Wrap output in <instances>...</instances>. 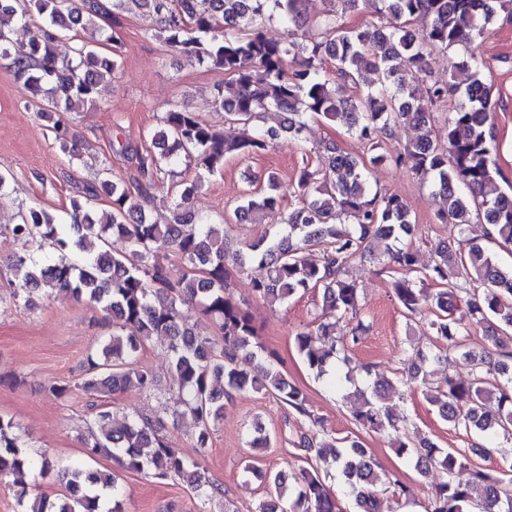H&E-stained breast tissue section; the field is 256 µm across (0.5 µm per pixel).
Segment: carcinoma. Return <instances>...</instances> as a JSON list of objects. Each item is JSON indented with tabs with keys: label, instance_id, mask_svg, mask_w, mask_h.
Segmentation results:
<instances>
[{
	"label": "carcinoma",
	"instance_id": "carcinoma-1",
	"mask_svg": "<svg viewBox=\"0 0 512 512\" xmlns=\"http://www.w3.org/2000/svg\"><path fill=\"white\" fill-rule=\"evenodd\" d=\"M302 0H0V56L12 59L17 78L44 96L39 115L52 123L55 138L66 142L64 113L95 98L99 77L118 68L123 43L115 31L125 13L153 15L166 33V43L188 60L224 71L238 92L227 99L217 90L215 103L224 119L243 126V134L226 139L199 113L175 104L160 118L151 136L158 151L142 150L127 142L121 150L137 161L138 176L128 184L107 176L108 168L83 188L81 199L70 202L66 216L30 208L19 213L13 234L26 241L50 240L63 251L50 262L30 253L16 257L15 275L21 292H68L78 300L101 304L112 315V337L101 352L89 355L79 388L88 396L106 395L129 386L151 391L154 375L139 365L143 349L156 337L168 339L171 379L176 388L173 411L191 417L197 429L196 447H209L212 431L223 416L224 400L236 393L268 392L281 399L312 426L321 422L311 414L307 397L280 370L273 354L258 341L253 315L229 291L232 272L242 273L257 261L267 276L251 282L253 295L270 306L311 291L321 292L322 308L312 326L294 336V347L307 368L322 377L330 368L350 363L349 352L362 344L370 325L365 323L358 288L347 275L351 261L381 246L383 270H399L393 293L408 317L426 312L425 323L448 349L468 363L472 380L451 377L426 381L427 368L446 360L438 348L417 351L403 365L406 384L419 383L423 396L439 416L472 438L469 448L445 450L428 439L417 444L402 432L403 419L387 403L390 380L374 375L353 396L359 404L356 423L391 434L390 447L414 462L425 474L441 468L447 479L435 487L428 512H512V270L502 268L481 244L462 239L458 248L441 242L433 264L417 271L418 255L403 246L415 225L401 199L371 191L370 169L386 160L383 138L400 123L416 136L395 158L414 179L426 183L441 224L464 226L477 217L492 226L491 239L512 245V191L505 192L501 169L492 159L497 145L491 114L492 88L483 78L482 58L472 55L457 66L447 83L426 85L425 95L415 81L427 74L428 51L465 47L480 38L497 16L512 15V0H369L377 22L346 27L335 7L311 22L316 33L304 47L294 69L287 60L295 42L270 40L261 26L273 18L284 24L301 21ZM37 12L40 24L28 42L15 44L20 23ZM426 27L413 29L417 19ZM112 21L114 31L99 38L80 36L96 20ZM69 42L60 55L58 43ZM110 45L107 54L101 43ZM334 68H325L327 61ZM381 74L380 86H364L363 73ZM68 92L69 103L50 99V87ZM458 100L445 119L444 135L437 136L435 114ZM270 111L275 125L265 124ZM339 122L364 145L353 156L335 142L305 154L297 188L301 205L285 211L283 224L244 244L229 256L224 252V225L205 222L192 201L201 181L174 185L172 221L150 220L144 201L160 187L167 167L177 159L193 161L208 173L224 168L230 157H249L267 150L283 137L302 140L307 119ZM106 197L112 209L100 211ZM285 196L275 175L266 186L247 191L233 210L235 221L261 223L264 211L282 204ZM317 249L321 260L303 258ZM172 255L178 273L160 261ZM196 305L220 336L212 338L185 321L182 307ZM494 318L500 331L486 336L497 351L492 361L469 346L470 328ZM98 432L84 440L86 455L118 460L122 469L141 472L148 467L157 480L178 478L200 495L221 490L206 480L198 460L169 448L162 418L138 417L121 427L108 424L110 413H96ZM294 445L306 454L334 456L338 476L358 512H378L379 493L392 488L396 497L404 485L382 476L358 438L316 441L303 432ZM496 451L499 468L472 466L469 454ZM470 471V480L453 479L457 470ZM55 472L65 493L55 501L44 495L26 504V512H124L116 476L83 461L59 464L42 454L31 457L16 425L0 417V479L13 478L26 496L27 475L43 478ZM257 512H342L318 471L302 467L294 482L279 476L268 484Z\"/></svg>",
	"mask_w": 512,
	"mask_h": 512
}]
</instances>
